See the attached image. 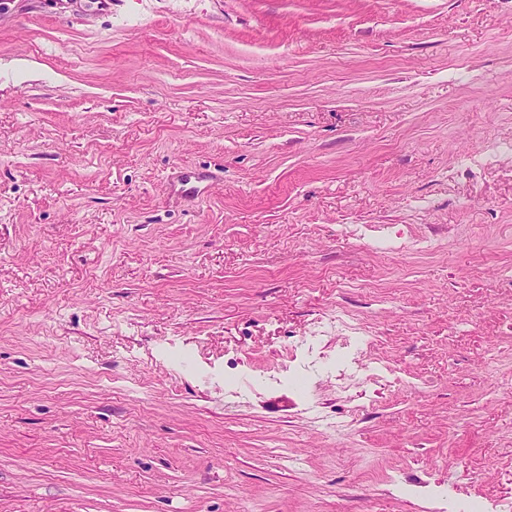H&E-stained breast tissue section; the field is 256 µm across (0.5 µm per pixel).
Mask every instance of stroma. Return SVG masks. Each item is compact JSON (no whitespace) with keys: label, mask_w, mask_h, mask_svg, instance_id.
<instances>
[{"label":"stroma","mask_w":512,"mask_h":512,"mask_svg":"<svg viewBox=\"0 0 512 512\" xmlns=\"http://www.w3.org/2000/svg\"><path fill=\"white\" fill-rule=\"evenodd\" d=\"M507 503L512 0H0V512Z\"/></svg>","instance_id":"1"}]
</instances>
